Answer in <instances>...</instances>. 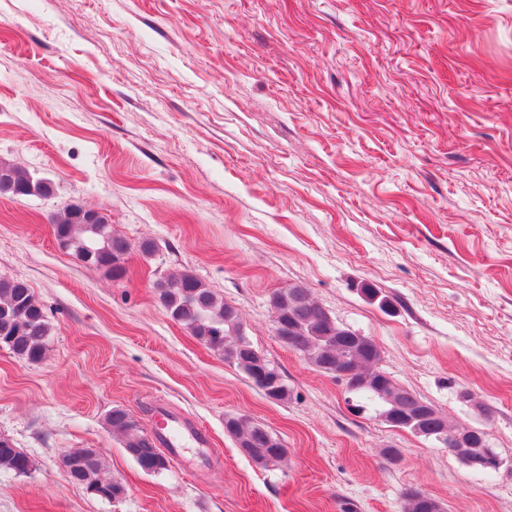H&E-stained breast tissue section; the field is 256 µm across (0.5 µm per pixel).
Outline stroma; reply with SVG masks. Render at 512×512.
Instances as JSON below:
<instances>
[{"mask_svg": "<svg viewBox=\"0 0 512 512\" xmlns=\"http://www.w3.org/2000/svg\"><path fill=\"white\" fill-rule=\"evenodd\" d=\"M0 159L53 186L0 198V275L50 328L39 363L0 346V436L32 461L0 470V512H402L410 487L447 512H512V0H0ZM69 203L132 243L123 279L59 248L48 217ZM183 271L238 310L288 401L165 315L155 283ZM291 286L503 466L352 412L273 334ZM116 406L147 433L167 408L212 446L145 473ZM230 415L285 458L256 466ZM80 448L124 499L67 479ZM226 431L235 439L240 451L256 464L262 458L274 455L276 448L287 451L278 436L248 417L228 422Z\"/></svg>", "mask_w": 512, "mask_h": 512, "instance_id": "stroma-1", "label": "stroma"}]
</instances>
